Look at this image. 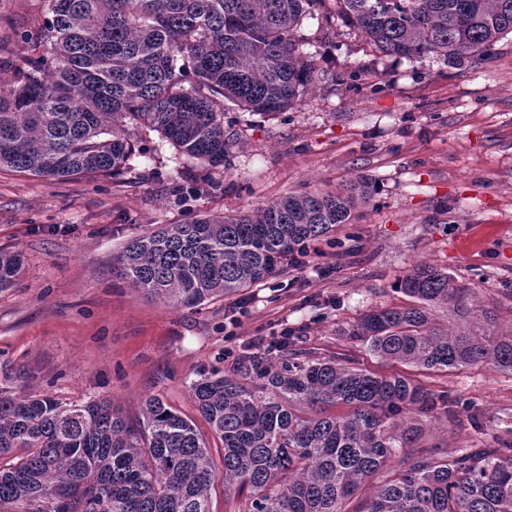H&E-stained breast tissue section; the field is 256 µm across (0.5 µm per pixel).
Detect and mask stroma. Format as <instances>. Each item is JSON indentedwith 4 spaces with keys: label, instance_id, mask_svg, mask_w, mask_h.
I'll return each instance as SVG.
<instances>
[{
    "label": "stroma",
    "instance_id": "stroma-1",
    "mask_svg": "<svg viewBox=\"0 0 512 512\" xmlns=\"http://www.w3.org/2000/svg\"><path fill=\"white\" fill-rule=\"evenodd\" d=\"M300 35L316 85L278 115L226 113L236 145L220 189L203 186V162L180 159L145 128L115 177L57 181L0 167V248L23 259L0 290V369L28 372L12 393L77 405L108 398L132 421L159 397L195 422L219 467L223 444L188 390L197 372H227L253 339L287 327L304 328L321 355L346 349L342 330L396 303L392 284L420 262L448 269L484 304L512 289V34L457 67L382 55L322 19ZM362 176L376 194L337 230L341 247L318 243L305 271L192 310L149 301L114 272L127 240L157 225ZM439 383L485 415L479 431L432 422L448 452L512 428V375L464 368Z\"/></svg>",
    "mask_w": 512,
    "mask_h": 512
}]
</instances>
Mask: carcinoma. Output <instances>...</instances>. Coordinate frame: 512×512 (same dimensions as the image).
Wrapping results in <instances>:
<instances>
[{"instance_id": "carcinoma-1", "label": "carcinoma", "mask_w": 512, "mask_h": 512, "mask_svg": "<svg viewBox=\"0 0 512 512\" xmlns=\"http://www.w3.org/2000/svg\"><path fill=\"white\" fill-rule=\"evenodd\" d=\"M9 18L28 53L0 58V166L60 181L118 175L134 152L129 127L157 131L187 159L231 168L230 107L275 115L315 83L297 37L326 0H38ZM337 19L387 56L482 59L512 33V0H336ZM366 179L335 192L291 193L251 213L163 224L131 238L121 280L150 300L195 308L237 295L318 241H331L369 200ZM0 251V289L18 275ZM401 303L366 311L343 335L382 363L320 357L290 333L275 359L244 353L231 374L189 384L224 444V488L248 512H512V429L481 448L446 451L431 419L482 427L437 378L489 365L512 374L502 303L473 305L454 274L417 265L393 284ZM442 308L448 325L435 322ZM347 411L332 414L333 406ZM132 425L111 401L67 405L0 388V508L22 512H212L217 474L194 422L153 396ZM387 472L375 494L362 486ZM107 496L101 507L98 493Z\"/></svg>"}]
</instances>
